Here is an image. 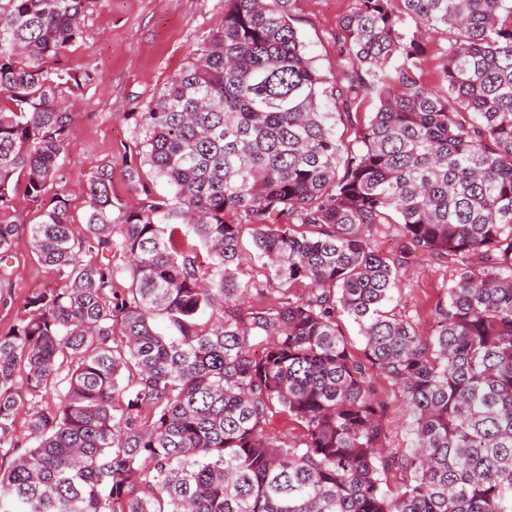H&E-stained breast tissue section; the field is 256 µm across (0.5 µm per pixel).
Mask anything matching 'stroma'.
<instances>
[{"label":"stroma","instance_id":"1","mask_svg":"<svg viewBox=\"0 0 512 512\" xmlns=\"http://www.w3.org/2000/svg\"><path fill=\"white\" fill-rule=\"evenodd\" d=\"M352 0H291L293 24L317 71L325 79L323 110H330L340 80L344 16ZM225 0H94L84 21V39L70 46L59 63L91 66L97 82L74 102L69 143L60 158L63 178L55 193L66 196L75 223L87 210L86 180L96 167L111 162L123 202L136 199L121 173L140 161L132 113L148 111L191 50L206 45L224 17ZM12 218L19 226L9 278L0 282V335L16 324L28 296L62 288L56 272L35 253L27 229L38 220L35 206L17 195ZM451 272L422 265L401 288V304L422 333H429L431 313Z\"/></svg>","mask_w":512,"mask_h":512}]
</instances>
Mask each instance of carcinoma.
<instances>
[{
	"instance_id": "carcinoma-1",
	"label": "carcinoma",
	"mask_w": 512,
	"mask_h": 512,
	"mask_svg": "<svg viewBox=\"0 0 512 512\" xmlns=\"http://www.w3.org/2000/svg\"><path fill=\"white\" fill-rule=\"evenodd\" d=\"M227 2L134 117L148 170L123 178L144 198L122 202L102 164L80 227L64 196L42 201L68 100L96 79L57 65L92 0L0 6V277L21 187L32 246L65 281L0 336V512H512V0H353L336 101L348 117L379 104L351 150L290 0ZM430 32L442 95L419 80ZM190 237L205 258L177 247ZM432 261L453 278L424 334L396 294ZM270 283L278 302L245 310ZM378 377L411 416L400 453ZM275 414L294 437L268 433Z\"/></svg>"
}]
</instances>
